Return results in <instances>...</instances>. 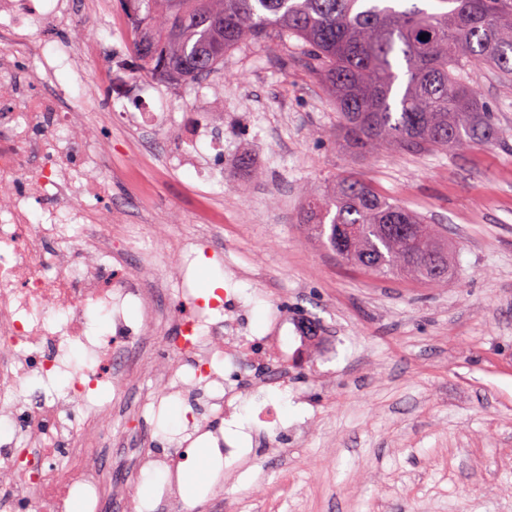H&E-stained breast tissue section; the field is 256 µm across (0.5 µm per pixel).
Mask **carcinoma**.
Wrapping results in <instances>:
<instances>
[{
	"label": "carcinoma",
	"instance_id": "cac0c4a2",
	"mask_svg": "<svg viewBox=\"0 0 512 512\" xmlns=\"http://www.w3.org/2000/svg\"><path fill=\"white\" fill-rule=\"evenodd\" d=\"M134 51L178 84L209 75L250 40L295 36L340 112L358 153L463 151L495 137L470 83L488 66L512 77V0H436L430 12L395 0H141ZM425 39H420V35ZM308 234L370 275L448 281V237L355 172L309 195Z\"/></svg>",
	"mask_w": 512,
	"mask_h": 512
}]
</instances>
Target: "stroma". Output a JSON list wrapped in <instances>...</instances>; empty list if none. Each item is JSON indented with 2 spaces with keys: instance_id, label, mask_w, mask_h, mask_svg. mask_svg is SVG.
<instances>
[{
  "instance_id": "1",
  "label": "stroma",
  "mask_w": 512,
  "mask_h": 512,
  "mask_svg": "<svg viewBox=\"0 0 512 512\" xmlns=\"http://www.w3.org/2000/svg\"><path fill=\"white\" fill-rule=\"evenodd\" d=\"M97 2L95 38L131 46L121 19L133 0ZM100 69L91 56L54 73L93 124L106 110ZM470 80L493 110L494 141L358 157L336 137V106L298 38L273 52L243 43L213 74L177 86L138 68L137 87L169 111L223 113L224 178L198 177L215 158L207 144L173 166L161 140L131 124L112 131L113 204L133 187L150 194L159 220L197 240L188 287L233 292L254 335L283 311L330 345L313 368L294 351L279 359L287 389L267 387L220 422L242 457L221 458L211 435L194 441L186 470L208 456L207 479L178 512H512V80L485 66ZM344 171L446 230L447 283L363 273L307 235L306 191ZM214 218L220 229L204 232ZM258 404L275 422L258 420ZM185 412L167 399L139 437L167 450ZM255 431L278 453L253 449Z\"/></svg>"
}]
</instances>
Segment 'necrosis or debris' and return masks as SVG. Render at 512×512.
<instances>
[{
  "instance_id": "obj_1",
  "label": "necrosis or debris",
  "mask_w": 512,
  "mask_h": 512,
  "mask_svg": "<svg viewBox=\"0 0 512 512\" xmlns=\"http://www.w3.org/2000/svg\"><path fill=\"white\" fill-rule=\"evenodd\" d=\"M83 19L67 0L44 11L41 0H0V488L6 512H69L81 501L100 512L109 499L123 512H144L129 482L114 479L100 450L113 434H126L176 395L191 406L186 436L210 431L214 420L237 414L251 389L233 384L225 368L258 366L257 351L283 349L287 319L274 316L265 335L254 336L240 302L228 294L209 300L191 289L164 288L147 241L152 224H129L109 210L111 196L100 173L111 151L100 130L84 127L68 86L54 82L50 62L20 72L22 55H34L32 28L68 29L76 37L67 63L93 53L107 57L110 99L132 95L136 67L123 47L87 41ZM136 266H129V258ZM109 317L111 336L87 334L89 308ZM80 345L86 367L71 371L60 394L32 401L22 390L32 378L50 381L70 371L68 353ZM111 384V401L92 393ZM137 390V407L124 400ZM130 475L164 474L156 490L161 505L180 506L182 448L156 451L146 443L128 449Z\"/></svg>"
}]
</instances>
